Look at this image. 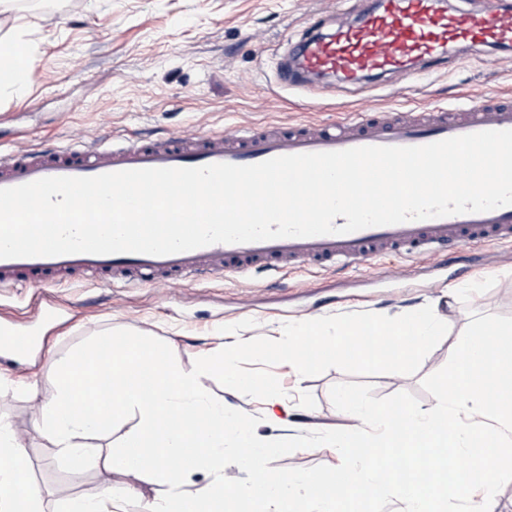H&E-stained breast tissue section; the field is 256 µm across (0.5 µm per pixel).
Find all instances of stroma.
<instances>
[{
  "mask_svg": "<svg viewBox=\"0 0 512 512\" xmlns=\"http://www.w3.org/2000/svg\"><path fill=\"white\" fill-rule=\"evenodd\" d=\"M363 0H15L0 37L23 41L35 60L25 83L0 84V155L20 139L65 143L74 131L93 138L123 133L136 139L167 130H221L257 122L294 123L343 112L432 108L458 103L459 93L512 89V52L457 45L448 63L420 75L388 76L376 86L307 90L282 87L280 65L291 43L312 23L325 33L354 24ZM56 317L40 325L39 345L0 354V419L12 424L43 493L45 512L76 496L128 492L147 512L166 484L151 477L98 468L80 476L61 471L56 450L37 422L56 388L55 361L84 338L123 328L161 339L178 366L218 352L227 332L237 339H277L283 323L368 311L399 316L418 306L437 308L449 330L411 375L365 377L374 397L408 391L422 409L435 406L422 380L442 368L471 314L512 316V244L479 248L445 267L402 256L335 271L308 268L273 287L261 276L216 275L187 286L124 288L106 282L58 279L47 290ZM289 408V425L267 418L269 403L202 377L224 405L259 417L264 440L311 431L354 429L337 410L332 385L348 381L333 368L301 376L290 364L273 366Z\"/></svg>",
  "mask_w": 512,
  "mask_h": 512,
  "instance_id": "35a3bbf8",
  "label": "stroma"
}]
</instances>
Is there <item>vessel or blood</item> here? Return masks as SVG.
<instances>
[{"label": "vessel or blood", "mask_w": 512, "mask_h": 512, "mask_svg": "<svg viewBox=\"0 0 512 512\" xmlns=\"http://www.w3.org/2000/svg\"><path fill=\"white\" fill-rule=\"evenodd\" d=\"M512 46V7L493 5L459 15L439 0H381L363 12L356 27L329 38L307 32L289 51L280 74L289 87L308 77L330 75L349 85L371 72L409 71L413 61L448 62L451 45ZM512 130V95L497 93L464 100L452 108L395 112H351L327 122L300 121L287 126L251 123L234 134L221 131H168L146 142L110 144L84 135L52 147L17 144L0 156V188L46 177H94L144 168H194L216 163L253 165L292 154L342 151L363 146H423L482 131ZM490 244H512V206L356 232L306 238H280L240 244L217 243L156 256L142 253H77L54 257L0 259V288L41 289L57 276L93 275L104 282L136 288L180 286L200 277L254 272L276 279L312 267L334 270L364 264L388 254L456 261ZM33 329L0 333V349L32 347Z\"/></svg>", "instance_id": "vessel-or-blood-1"}]
</instances>
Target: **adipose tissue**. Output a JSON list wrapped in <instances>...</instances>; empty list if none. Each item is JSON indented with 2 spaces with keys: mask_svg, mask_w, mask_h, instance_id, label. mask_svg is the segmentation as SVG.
Listing matches in <instances>:
<instances>
[{
  "mask_svg": "<svg viewBox=\"0 0 512 512\" xmlns=\"http://www.w3.org/2000/svg\"><path fill=\"white\" fill-rule=\"evenodd\" d=\"M26 453L10 423L0 420V512H41Z\"/></svg>",
  "mask_w": 512,
  "mask_h": 512,
  "instance_id": "adipose-tissue-1",
  "label": "adipose tissue"
}]
</instances>
